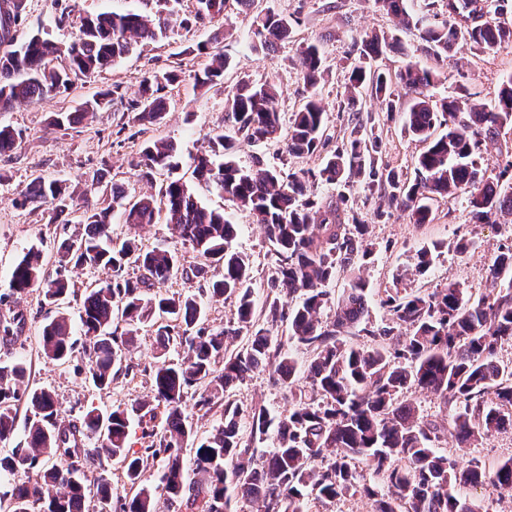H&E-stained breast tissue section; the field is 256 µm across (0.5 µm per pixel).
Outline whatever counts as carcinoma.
Masks as SVG:
<instances>
[{
	"label": "carcinoma",
	"instance_id": "1",
	"mask_svg": "<svg viewBox=\"0 0 512 512\" xmlns=\"http://www.w3.org/2000/svg\"><path fill=\"white\" fill-rule=\"evenodd\" d=\"M225 2L196 0V21L222 15ZM505 2L454 0V14L435 25L425 23V13L436 7L434 0L421 6L419 14L409 9L408 0H374L402 26L421 27L426 50L436 55L459 40L486 53L512 44ZM26 15L27 0H0V112L18 102L36 103L73 90L77 81L129 53L132 42L163 38L175 22L170 10L152 17L132 12L81 16L74 40L63 47L39 31L17 41ZM252 26L259 47L267 51L288 40L292 31L290 20L271 11L255 14ZM394 43L396 39L386 36L362 39L344 95L353 104L369 87L386 111L393 112L392 85L416 93L405 123L407 133L424 144L414 179L375 165L379 136L363 124L354 126L346 144L315 171L285 176L260 159L248 167L240 165L236 155L241 145L277 142L283 132L276 84L249 78L240 79L226 98L227 131L209 135L207 153L196 159L199 178L265 227L274 257L267 285L274 297L259 318L250 259L232 247L234 225L224 213L202 205L180 178H170L156 197L130 199L123 186L105 182L97 170L90 190L77 196L61 181L38 176L15 199L21 207H46L53 219L76 213L85 233L60 242L52 279L44 275L41 251L29 249L13 269L12 292L36 288L52 305L68 295L69 265L112 271L108 280L91 281L82 299L86 374L96 388L112 385L123 370L125 350L146 324L157 326L161 347L178 345L185 356L155 367L153 401L106 414L91 407L80 426L68 428L59 424L54 395L29 388L26 362L0 364V443L13 438L20 403L33 413L27 446L0 458V472L9 475L0 483V503L7 504V512H85L83 462L102 459L117 462L129 485L130 493L120 495L109 478L99 477L100 502L114 512H159L161 499L167 508L183 507L187 512H237L235 505L241 500L251 503L255 512H309L312 501L325 504L357 493L372 500V512H475L460 490L489 483L512 496V458L492 469L475 459L459 464L435 446L441 427L421 420L413 403L400 399L412 388L440 397L456 411L453 432L463 445L512 428V366L497 360L501 345L512 342V242L501 247L493 261L489 293L474 299L455 283L424 295L396 291L380 300L387 322L377 327L363 325L368 292L361 276H354L338 296L329 288L339 270H354L357 255L370 254V243L366 225L349 223L333 203L317 207L306 197L309 181L336 185L359 178L369 187L376 184L388 190V204L407 211L415 224L431 223V202L459 190L469 194L476 224L512 213V184L502 185L499 175L487 176L474 159L478 135L493 137L498 129L512 125V79L489 106L471 99L463 87L454 96L435 100L429 94L437 80L431 70L409 64L390 76L368 68L366 62ZM196 51L208 55L210 64L195 75V84L204 87L223 80L231 60L205 45ZM59 58L67 64L56 66ZM299 61L305 82L316 87L325 71L323 52L315 45L302 47ZM177 79L172 70L144 77L137 97L128 102V122L161 124L167 114L164 90ZM112 101L111 94L101 93L73 112H55L48 128L67 130L110 108ZM325 120V106L310 97L288 120L286 151L297 156L317 152ZM19 139V133L1 127L0 153L13 150ZM176 154L171 142L146 145L136 163L141 178L150 180L157 170H175ZM117 207L123 222L131 225L153 224L165 212L178 239L200 257L223 264L224 275L209 292L235 308L224 327L202 326L196 295L162 291L173 278L191 280L203 276L205 269L184 268L176 253L167 249H144L131 239H114L112 212ZM132 263L144 271L135 280L126 273ZM327 307L335 309L331 321L322 320ZM117 312L121 331L114 326ZM285 321L288 336L283 338L278 328ZM74 348L69 320L58 311L42 328V358L64 362ZM295 348L309 352L307 362L294 356ZM260 368L272 370L288 393V415L279 417L264 406H254L245 433L237 423L239 407L227 402L224 426L196 439L185 413L188 390L203 386L197 401L203 409ZM302 375L309 380L307 390L298 385ZM160 407L165 413L162 428L145 433L152 438L148 447L134 448L131 415L152 421ZM75 432L96 439L97 445L76 446L71 440ZM266 441L271 448L258 464L255 443ZM190 442L194 468L188 471L182 451ZM150 457L163 460L154 487L141 484ZM358 462L372 469L387 492L360 479Z\"/></svg>",
	"mask_w": 512,
	"mask_h": 512
}]
</instances>
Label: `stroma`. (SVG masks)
<instances>
[{"mask_svg":"<svg viewBox=\"0 0 512 512\" xmlns=\"http://www.w3.org/2000/svg\"><path fill=\"white\" fill-rule=\"evenodd\" d=\"M169 7L179 18L188 20V27H174L165 38L135 46L111 67L79 82L71 93L0 112V127H10L22 137L17 149L0 155V325L18 314L25 318L8 342H0V362L26 361L30 388L52 392L59 417L66 422L78 421L91 406L108 413L151 399V371L160 359L178 360L183 351L160 350L154 328L141 327L135 348L126 356L128 373L120 375L106 390L95 388L87 379L83 348H75L66 363L45 362L40 355L41 328L51 308L36 289L9 295L10 275L17 261L33 246L43 253L46 274L54 275L58 241L80 236L84 227L67 214L53 221L44 208L17 206L16 198L33 178L59 179L79 192L84 190L89 174L100 169L113 182L121 184L128 196L155 194L166 178L165 173H157L148 182L138 177L134 163L145 144L159 139L173 141L178 148L177 173L189 190L202 204L224 212L238 225L235 248L252 261V289L256 301L262 303L269 293L267 273L272 262L271 245L264 230L247 213L193 175L194 160L206 150L208 134L225 125V96L239 79L247 76L255 81L274 80L281 90L276 107L286 117L297 111L309 95H317L326 106L328 137L321 152L303 157L288 155L280 142L244 146L237 153L241 165H251L253 157L260 156L284 171L317 168L325 156L345 142L354 124L362 122L373 125L380 137L378 166L411 179L423 145L405 131L404 114L382 112L380 101L368 94L353 109L343 97L362 38L374 32L397 36V44L374 60V68L394 74L412 62L430 69L437 75L430 92L438 99L456 94L464 86L475 93L477 100L490 104L501 85L512 78V45L489 54L460 41L448 53L436 56L425 50L417 30L402 28L396 17L378 9L373 0H256L250 11L241 8L236 0H227L223 15L206 24L192 21L195 0H171ZM256 10H269L292 19L291 38L282 42L277 51L255 49L251 24ZM60 11V0H28V16L20 28L21 34L42 31L56 42H70L79 19L74 16L59 22ZM204 42L233 61L232 68L224 73L223 83L210 88L197 87L194 79L196 72L207 64V57L189 52L190 47ZM312 43L323 48L326 67L323 80L313 89L304 81L298 58L299 47ZM172 69L178 70L180 79L165 91L169 111L164 122L151 126L124 125L122 104L136 97L142 78L152 71ZM105 90L117 91L122 102L73 128L56 133L47 131L51 113L73 111L81 102ZM307 194L319 205L341 202L348 215L367 225L371 253L361 260L360 274L370 292L368 320L375 325L387 318L380 304V296L387 289L430 293L452 282L472 296L485 293L491 286L490 265L500 245L512 237L511 219L501 224L473 223L468 195L464 192L438 198L433 205L434 222L421 225L411 223L406 212L388 206L379 189L367 188L359 180L342 188L311 183ZM112 233L122 239L136 238L146 248L177 251L186 268L201 262L200 256L183 245L161 220L132 227L116 217L112 220ZM462 242L468 245V253L459 252ZM429 246L434 249L431 265L424 273H417L416 254ZM229 396L245 413L254 405L266 406L281 416L290 409L282 389L266 369L253 373ZM439 447L462 464L472 459L484 464L500 463L512 458V429L470 447L457 444L448 435Z\"/></svg>","mask_w":512,"mask_h":512,"instance_id":"obj_1","label":"stroma"}]
</instances>
